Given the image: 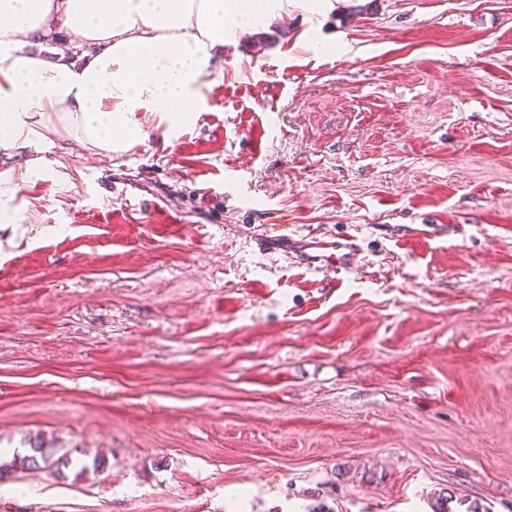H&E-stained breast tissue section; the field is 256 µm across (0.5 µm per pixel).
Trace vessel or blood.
<instances>
[{
  "label": "vessel or blood",
  "instance_id": "obj_1",
  "mask_svg": "<svg viewBox=\"0 0 512 512\" xmlns=\"http://www.w3.org/2000/svg\"><path fill=\"white\" fill-rule=\"evenodd\" d=\"M259 246L265 251L297 259L312 273L336 276L352 269L360 251L355 237L325 234L296 238L269 232L261 235Z\"/></svg>",
  "mask_w": 512,
  "mask_h": 512
}]
</instances>
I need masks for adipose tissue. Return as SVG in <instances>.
Listing matches in <instances>:
<instances>
[{"mask_svg": "<svg viewBox=\"0 0 512 512\" xmlns=\"http://www.w3.org/2000/svg\"><path fill=\"white\" fill-rule=\"evenodd\" d=\"M288 0H0V149L68 138L101 157L193 125L224 46ZM74 35L73 58L46 43Z\"/></svg>", "mask_w": 512, "mask_h": 512, "instance_id": "obj_1", "label": "adipose tissue"}]
</instances>
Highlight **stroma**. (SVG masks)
<instances>
[{"label":"stroma","mask_w":512,"mask_h":512,"mask_svg":"<svg viewBox=\"0 0 512 512\" xmlns=\"http://www.w3.org/2000/svg\"><path fill=\"white\" fill-rule=\"evenodd\" d=\"M334 2L173 142L0 152V512H512V0ZM258 245L264 251L295 258L314 274H333L332 279L348 273L359 255L360 246L355 237L336 235L262 234Z\"/></svg>","instance_id":"1"}]
</instances>
